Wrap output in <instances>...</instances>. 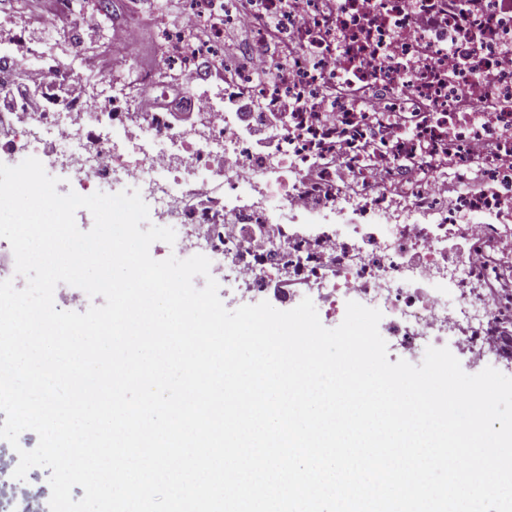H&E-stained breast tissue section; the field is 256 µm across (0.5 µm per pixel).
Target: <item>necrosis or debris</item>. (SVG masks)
I'll use <instances>...</instances> for the list:
<instances>
[{"label":"necrosis or debris","mask_w":512,"mask_h":512,"mask_svg":"<svg viewBox=\"0 0 512 512\" xmlns=\"http://www.w3.org/2000/svg\"><path fill=\"white\" fill-rule=\"evenodd\" d=\"M184 0L177 19L158 25L161 69L131 71L135 22L113 37L111 65L86 75L57 46H32L24 29L0 35V154L50 151L86 185L136 182L175 215L186 251H204L238 295L273 283L306 285L319 303L346 296L388 316V339L410 354L452 342L476 361L512 365L498 329L512 315V167L488 159L484 192L449 198V169L469 170L473 146L493 142L512 154V0ZM205 41L189 43L198 25ZM37 58L56 81L36 90L29 111L12 89L21 65ZM224 65L214 78L206 64ZM183 74L200 102L191 128L169 113L141 112L133 85L166 95L170 72ZM79 81L85 91L69 97ZM483 93L479 112L459 101ZM305 106L268 127L272 150L255 148L240 116L278 111L284 97ZM334 121H325V113ZM343 141L347 156L324 161ZM386 166L385 179L374 178ZM349 171L351 193L339 180ZM203 200L185 206L187 190ZM319 212L334 224H293ZM13 448H0V512H49L38 470L12 473Z\"/></svg>","instance_id":"4bbe7bcc"}]
</instances>
